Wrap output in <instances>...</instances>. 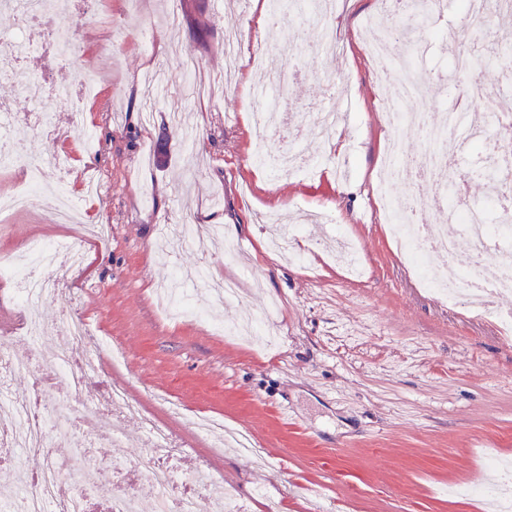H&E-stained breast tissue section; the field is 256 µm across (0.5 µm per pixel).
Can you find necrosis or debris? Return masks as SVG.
Masks as SVG:
<instances>
[{"mask_svg":"<svg viewBox=\"0 0 512 512\" xmlns=\"http://www.w3.org/2000/svg\"><path fill=\"white\" fill-rule=\"evenodd\" d=\"M438 5L439 0H425L420 8L414 7L411 0H386L387 11L416 10V25L421 34L415 42H403L400 54L394 57L388 56L383 37L372 34L365 43L367 54L380 70L376 96L388 116V150L382 167V178L388 185L412 189L422 183H433L456 188L468 178L467 170L455 164L458 132L467 120L466 115L451 113L430 123L413 107L414 100L427 90L428 84L423 73L412 70L411 62L427 50L430 40L426 16ZM21 6L27 28L19 40L0 45V75L29 91L38 87L39 82L28 76L22 60L40 37L42 23L54 12L56 0H22ZM267 12L274 21L287 16L301 23L318 21L322 25L321 48L341 51L334 29L326 24L328 16L336 12V0H267ZM464 15L466 25L448 33L451 40L462 45L475 34L472 21L489 16L498 21L512 17V0H466ZM253 101L255 158L270 156L277 159L280 170H298V156L289 151L287 141L309 135L310 115L292 111L288 85L279 76L266 85L264 93L254 94ZM409 132L426 143L424 149L410 158L403 151V139ZM382 205L389 221V233L400 251L414 259L439 253L440 263L422 275L425 286L450 306L492 317L503 334L511 336L512 313L499 311L495 301L512 294V187L494 183L490 197L462 207L466 223L456 238L449 236L446 226L431 223L427 202L410 200L402 204L387 195ZM490 210L497 215L496 223L484 220ZM463 237L471 240L478 257L474 268L467 271L454 263ZM84 248L82 238L75 234L56 243L32 240L18 257L0 261V272H8L17 283L18 300L26 313V338L34 348L33 354L26 358L16 357L7 349L0 351V420L7 426L5 433L0 434V455L13 458L21 454L47 455V436L52 429L58 438L68 441L71 454L79 455L85 449L120 436L117 428L109 433L98 431L97 422L125 415L143 421L152 435V446L140 464L139 476L124 488H116L110 477L95 478L99 497L111 503L113 512H141V505L147 500L152 502L153 512H199L198 493L202 490L221 494L223 512H239L234 491L215 480L208 470L197 471L190 485L177 482L171 466L177 454L175 440L145 417L138 403L122 387H113L110 407L84 404L74 421L62 420L56 408L40 397H32L21 405L12 400V378L31 364L39 362L53 367L68 379L75 393L82 391L93 373L82 359L90 331L74 311H67L62 319L70 338L68 345L54 351L40 349L52 332L42 318L41 306L54 297L59 273L80 266ZM0 512H86V506L83 498L72 494L70 486L60 482L56 469L47 467L20 489L7 495L0 493Z\"/></svg>","mask_w":512,"mask_h":512,"instance_id":"1","label":"necrosis or debris"}]
</instances>
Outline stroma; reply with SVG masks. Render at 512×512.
Returning <instances> with one entry per match:
<instances>
[{"label":"stroma","mask_w":512,"mask_h":512,"mask_svg":"<svg viewBox=\"0 0 512 512\" xmlns=\"http://www.w3.org/2000/svg\"><path fill=\"white\" fill-rule=\"evenodd\" d=\"M375 7L376 0H344L333 21L345 45L337 56L318 53L317 27L284 19L277 38L296 44L289 56L266 53L260 0H67L51 26L72 30L75 53L59 58L47 45L28 52L24 66L42 76L43 96L28 99L0 77V104L51 111L53 133L30 128L26 149L43 159V181H66L91 231L83 270L42 307L56 328L43 347L67 343L57 324L68 304L104 346L88 352L99 373L80 394L39 364L13 378V396L41 386L72 417L125 387L181 442L177 479L188 482L205 464L236 490L244 512H264L250 494L257 481L280 497L282 512H490L472 487L485 479L488 455L512 460V340L492 319L439 304L387 239L374 205L386 124L358 30ZM228 29L244 38L234 87L224 83ZM182 50L198 58L211 93L197 95L185 82ZM453 51L431 42L420 67L448 84L419 99L418 111L438 116L461 106L448 92L460 83ZM86 67L95 91L76 116L49 93L77 85ZM291 69L297 112L328 105L347 119L334 138L314 133L302 142V170L285 176L251 160L248 90ZM314 211L323 214L318 230L296 242L307 264L267 251L268 214L288 229ZM181 224L223 226L237 254L199 241L170 250L160 228ZM72 231L46 205L15 214L0 223V256ZM338 231L360 254V277L321 247ZM200 267L214 280L237 279L238 299L192 291L209 320L163 319L156 283L172 269ZM272 302L275 342L222 333L243 309L258 313ZM23 322L11 280L0 278V336L18 356L30 351ZM173 402L181 412L170 411ZM196 414L245 429L259 456L216 447L192 427ZM121 428L115 446L80 455L86 471L121 475L145 455L142 422L127 418Z\"/></svg>","instance_id":"1"}]
</instances>
